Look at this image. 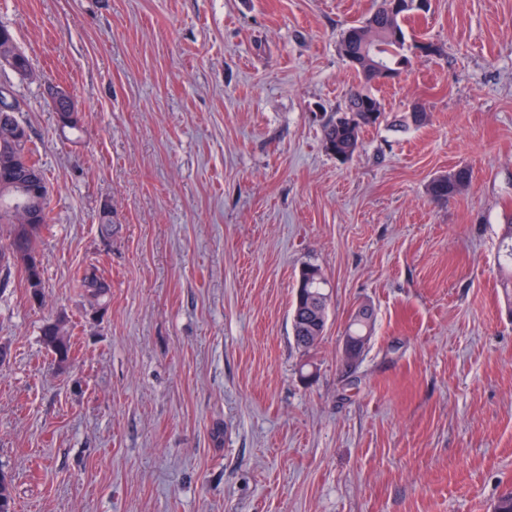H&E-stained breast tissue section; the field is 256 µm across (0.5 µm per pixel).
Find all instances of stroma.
Listing matches in <instances>:
<instances>
[{"instance_id": "stroma-1", "label": "stroma", "mask_w": 512, "mask_h": 512, "mask_svg": "<svg viewBox=\"0 0 512 512\" xmlns=\"http://www.w3.org/2000/svg\"><path fill=\"white\" fill-rule=\"evenodd\" d=\"M374 0H0L50 188L44 302L0 291V470L16 512H493L512 488V0H430L437 43L346 163L322 125ZM81 117L61 129L45 87ZM423 104L429 121H396ZM472 169L438 203L428 183ZM112 223L98 221L104 206ZM321 269L326 334L290 312ZM95 265L104 308L74 280ZM371 305L355 364L344 341ZM74 325L58 366L44 320ZM2 55L12 57L17 66L14 73L22 78H33L34 74L29 58L19 49L12 31L6 26L0 25V57ZM503 261H500L499 266L502 272L501 285L507 302L510 306V312L512 313V222L505 224L504 232L502 234V251ZM375 327V312L369 305H360L353 313L347 332L348 339L358 345V357L365 351L369 344ZM347 339V340H348ZM349 340L345 348V356L349 358L355 349L353 343Z\"/></svg>"}]
</instances>
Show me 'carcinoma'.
<instances>
[{
	"instance_id": "obj_1",
	"label": "carcinoma",
	"mask_w": 512,
	"mask_h": 512,
	"mask_svg": "<svg viewBox=\"0 0 512 512\" xmlns=\"http://www.w3.org/2000/svg\"><path fill=\"white\" fill-rule=\"evenodd\" d=\"M385 0L376 5L366 19L345 28L338 42L339 53L357 72L360 83L353 87L346 99L344 110L356 115L354 125H349L336 113V118L322 127L325 150L341 162L354 158L361 145L363 131L377 127L387 120L382 105L373 93L375 72L372 67H387L397 72L411 64L408 53H417L421 40L407 38L405 23L411 20L413 8L395 13L382 9ZM11 57L14 73L23 78L34 77L27 55L16 43L12 31L0 25V56ZM6 120H1V117ZM471 171L463 166L430 181L428 194L437 200H448L461 194L460 187L470 185ZM49 186L38 159L30 131L18 120L15 113L0 112V234L6 233V248L23 262V270L33 301H42L41 271L26 265L39 254L43 234L51 231L52 219L48 206ZM503 260L501 285L508 304L512 305V223L505 225L502 234ZM325 278L320 268L305 266L299 271L297 287L300 298L292 302V336L295 344L307 338L324 336L327 321ZM77 287L91 307L106 306L111 282L104 271L96 266L84 269L77 275ZM375 327V312L369 305L359 306L353 313L347 332L348 339L358 345L362 354L369 344ZM41 341L54 355L55 361L64 365L73 354L71 332L63 320L48 319L40 330ZM0 512H14L12 479L0 472Z\"/></svg>"
}]
</instances>
